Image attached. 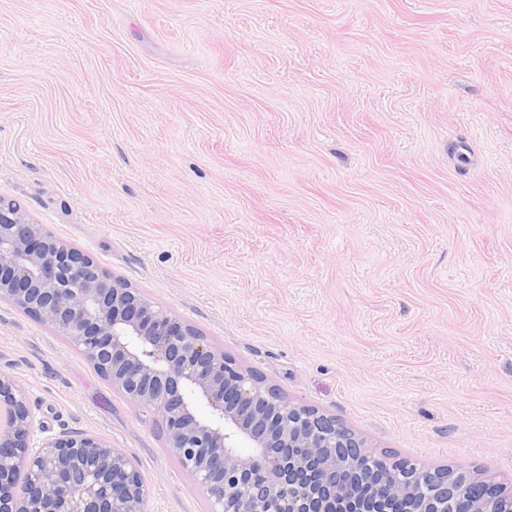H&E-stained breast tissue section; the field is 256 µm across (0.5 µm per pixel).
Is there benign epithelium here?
I'll return each mask as SVG.
<instances>
[{
	"instance_id": "1",
	"label": "benign epithelium",
	"mask_w": 512,
	"mask_h": 512,
	"mask_svg": "<svg viewBox=\"0 0 512 512\" xmlns=\"http://www.w3.org/2000/svg\"><path fill=\"white\" fill-rule=\"evenodd\" d=\"M0 301L66 337L112 389L149 408L212 512H342L336 499L358 495L365 462L385 473L367 485V512H443L450 498L456 512H512L511 495L462 467L387 462L336 416L264 385L1 196ZM0 413V512H144L147 491L130 456L83 432L36 440L25 393L2 371Z\"/></svg>"
}]
</instances>
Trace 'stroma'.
<instances>
[{"label": "stroma", "instance_id": "stroma-1", "mask_svg": "<svg viewBox=\"0 0 512 512\" xmlns=\"http://www.w3.org/2000/svg\"><path fill=\"white\" fill-rule=\"evenodd\" d=\"M0 196L377 452L512 491V0H0ZM37 433L210 512L0 302Z\"/></svg>", "mask_w": 512, "mask_h": 512}]
</instances>
